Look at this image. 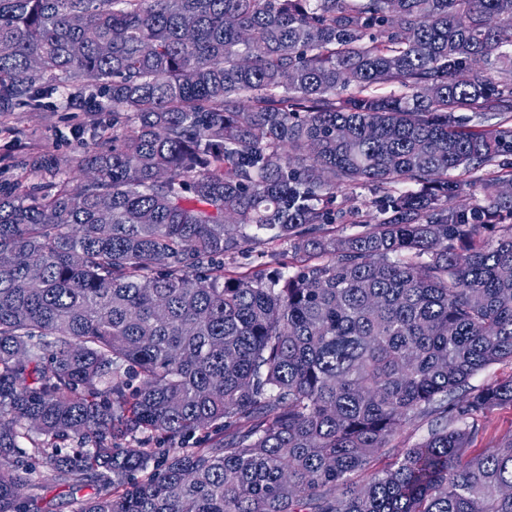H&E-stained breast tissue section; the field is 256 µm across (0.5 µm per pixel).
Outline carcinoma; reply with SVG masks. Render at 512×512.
Masks as SVG:
<instances>
[{"label": "carcinoma", "mask_w": 512, "mask_h": 512, "mask_svg": "<svg viewBox=\"0 0 512 512\" xmlns=\"http://www.w3.org/2000/svg\"><path fill=\"white\" fill-rule=\"evenodd\" d=\"M1 43L0 112L65 83L95 178L0 181V512H512V436L473 448L512 376L469 386L512 362V173L449 177L512 155L461 116L512 112L468 66L512 71V0H0ZM253 229L292 264L225 273ZM375 193L371 187L358 186L346 188L342 195L338 196V202L346 201V207L358 208L369 215L374 214V208H372V201L375 198ZM72 490L65 486L49 488L45 492L44 506L48 512H70L68 506Z\"/></svg>", "instance_id": "carcinoma-1"}]
</instances>
